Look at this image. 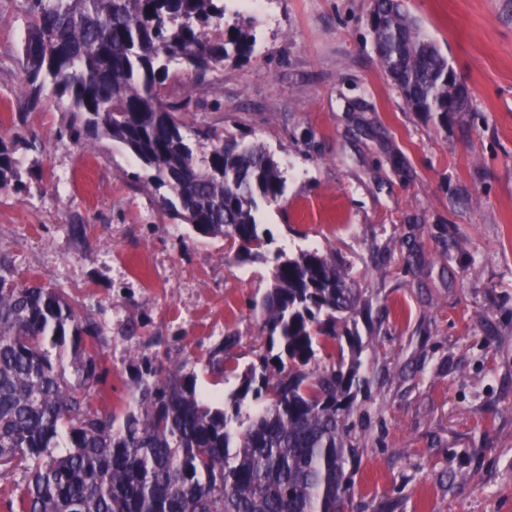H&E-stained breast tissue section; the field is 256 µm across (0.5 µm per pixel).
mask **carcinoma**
<instances>
[{
	"mask_svg": "<svg viewBox=\"0 0 512 512\" xmlns=\"http://www.w3.org/2000/svg\"><path fill=\"white\" fill-rule=\"evenodd\" d=\"M27 12L14 123L51 90L70 114L60 141L121 144L171 218L231 242L238 260L264 258L257 214L284 194L279 163L204 118L188 124L191 98L168 91L174 66L216 81L224 61L252 53L253 34L228 23L224 0H27ZM367 25L406 107L448 125V59L402 0H372ZM21 143L38 148L34 136L0 138V191L29 189ZM359 293L336 254L280 253L262 302L266 348L242 371L226 358L236 337L210 351L240 380L224 405L156 356L132 377L131 403L102 411L89 402L111 387L101 325L60 290L18 281L0 252V499L8 512H346L354 374L316 351L336 338L338 316L355 319Z\"/></svg>",
	"mask_w": 512,
	"mask_h": 512,
	"instance_id": "obj_1",
	"label": "carcinoma"
}]
</instances>
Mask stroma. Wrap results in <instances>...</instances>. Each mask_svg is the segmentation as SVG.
<instances>
[{"instance_id": "stroma-1", "label": "stroma", "mask_w": 512, "mask_h": 512, "mask_svg": "<svg viewBox=\"0 0 512 512\" xmlns=\"http://www.w3.org/2000/svg\"><path fill=\"white\" fill-rule=\"evenodd\" d=\"M404 3L471 88L447 127L409 111L383 77L371 0H230L256 34L251 58L226 61L211 84L172 71L197 117L282 168L285 195L259 215L265 259H227L223 239L169 219L120 144L59 143L68 114L53 97L28 118L40 149L16 153L28 191L0 193V251L21 281L97 315L112 390L91 402L104 410L124 407L143 354L185 364L201 394L231 393L238 378L208 352L232 334L240 364L253 360L276 254L335 252L363 300L318 354L345 371L361 361L350 512H512V0ZM26 9L0 0L6 138L25 95Z\"/></svg>"}]
</instances>
